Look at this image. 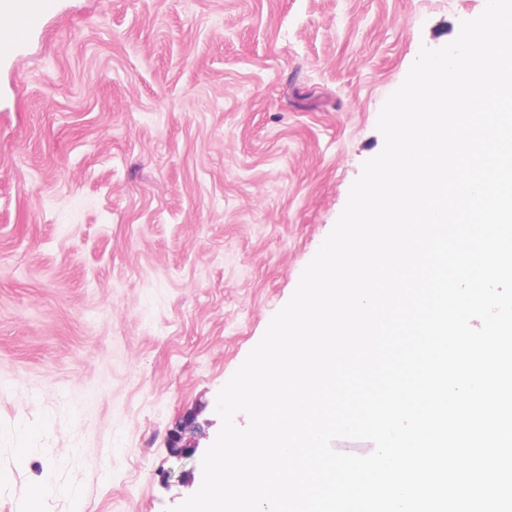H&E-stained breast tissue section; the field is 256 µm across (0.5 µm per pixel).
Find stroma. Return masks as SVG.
Masks as SVG:
<instances>
[{
    "mask_svg": "<svg viewBox=\"0 0 512 512\" xmlns=\"http://www.w3.org/2000/svg\"><path fill=\"white\" fill-rule=\"evenodd\" d=\"M484 0H58L0 47V512H168L421 47Z\"/></svg>",
    "mask_w": 512,
    "mask_h": 512,
    "instance_id": "35a3bbf8",
    "label": "stroma"
}]
</instances>
